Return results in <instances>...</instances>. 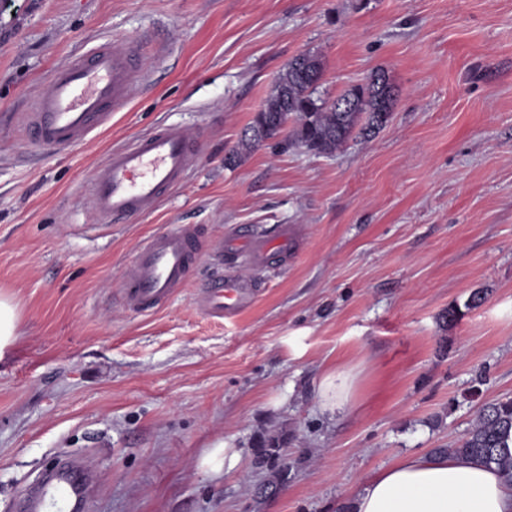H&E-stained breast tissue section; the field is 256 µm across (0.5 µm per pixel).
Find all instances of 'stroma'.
Wrapping results in <instances>:
<instances>
[{"label": "stroma", "mask_w": 512, "mask_h": 512, "mask_svg": "<svg viewBox=\"0 0 512 512\" xmlns=\"http://www.w3.org/2000/svg\"><path fill=\"white\" fill-rule=\"evenodd\" d=\"M106 41L140 48L129 105L86 143L26 147L19 119L52 72ZM305 52L327 101L387 72L390 122L331 155L263 144L228 164ZM161 123L200 142L185 182L134 223H100L82 187ZM171 224L197 225L200 263L131 314L129 259ZM273 224L301 231L287 265L254 271L235 318L198 312L215 247ZM0 295L20 332L0 357V512L71 454L95 483L83 512H339L512 397V0H0ZM352 366L353 407L324 417L323 371ZM268 436L288 471L262 496ZM219 437L241 453L224 475L201 465Z\"/></svg>", "instance_id": "obj_1"}]
</instances>
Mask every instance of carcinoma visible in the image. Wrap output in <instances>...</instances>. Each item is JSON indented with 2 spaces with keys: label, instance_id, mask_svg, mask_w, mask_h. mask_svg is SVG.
<instances>
[{
  "label": "carcinoma",
  "instance_id": "cac0c4a2",
  "mask_svg": "<svg viewBox=\"0 0 512 512\" xmlns=\"http://www.w3.org/2000/svg\"><path fill=\"white\" fill-rule=\"evenodd\" d=\"M301 67L286 65L253 121L242 134L228 158L237 164L257 146L284 137L290 145L318 154H332L342 148L354 133L370 137L389 122L392 113L381 111L382 102L370 84L348 89L343 96L356 100L351 112H338L336 106L314 96L316 85L310 74H323L321 61L303 55ZM294 122L291 134H284L287 120ZM460 462L481 461L512 477V399L499 400L482 408L473 427L452 448H438ZM257 465L269 468L272 479L265 483L277 489L288 462L280 453L279 440L269 438L255 449Z\"/></svg>",
  "mask_w": 512,
  "mask_h": 512
}]
</instances>
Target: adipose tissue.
I'll return each mask as SVG.
<instances>
[{
	"label": "adipose tissue",
	"mask_w": 512,
	"mask_h": 512,
	"mask_svg": "<svg viewBox=\"0 0 512 512\" xmlns=\"http://www.w3.org/2000/svg\"><path fill=\"white\" fill-rule=\"evenodd\" d=\"M358 376L353 367L325 371L317 387L323 414L352 407ZM349 506L351 512H512V481L478 461L414 453L370 477Z\"/></svg>",
	"instance_id": "obj_1"
}]
</instances>
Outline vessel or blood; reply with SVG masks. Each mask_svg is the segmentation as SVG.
<instances>
[{
  "label": "vessel or blood",
  "mask_w": 512,
  "mask_h": 512,
  "mask_svg": "<svg viewBox=\"0 0 512 512\" xmlns=\"http://www.w3.org/2000/svg\"><path fill=\"white\" fill-rule=\"evenodd\" d=\"M141 77L131 46L108 43L74 58L51 75L22 122V136L36 148H67L90 139L113 114L129 104ZM197 138L173 125H160L132 143L112 149L96 168L91 200L99 221L131 222L154 212L178 188L199 155ZM197 229L177 224L152 234L136 248L120 284V302L129 312L153 313L191 280L199 261ZM297 229L277 224L262 233H240L223 240L219 251L228 268L207 281L194 304L204 315L228 319L251 305L256 283L246 267H262L275 255H287ZM88 474L63 467L40 487L28 491L37 512H66L69 502L86 499Z\"/></svg>",
  "instance_id": "vessel-or-blood-1"
}]
</instances>
